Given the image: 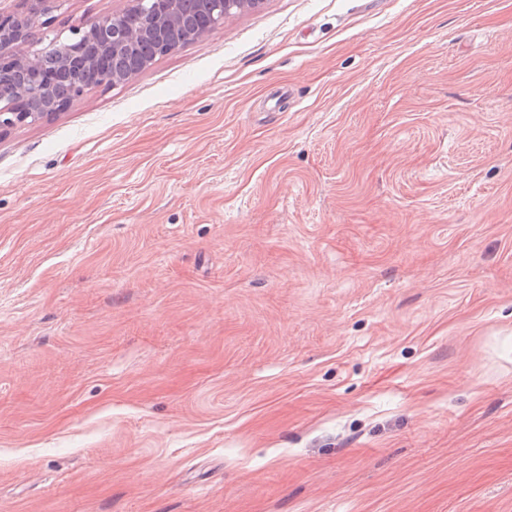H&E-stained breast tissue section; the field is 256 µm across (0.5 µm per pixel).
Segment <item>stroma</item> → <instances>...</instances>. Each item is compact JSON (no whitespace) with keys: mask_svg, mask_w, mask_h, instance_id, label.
Listing matches in <instances>:
<instances>
[{"mask_svg":"<svg viewBox=\"0 0 512 512\" xmlns=\"http://www.w3.org/2000/svg\"><path fill=\"white\" fill-rule=\"evenodd\" d=\"M0 512H512V0H265L1 136Z\"/></svg>","mask_w":512,"mask_h":512,"instance_id":"35a3bbf8","label":"stroma"}]
</instances>
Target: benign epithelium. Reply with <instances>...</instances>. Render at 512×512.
<instances>
[{"instance_id": "1", "label": "benign epithelium", "mask_w": 512, "mask_h": 512, "mask_svg": "<svg viewBox=\"0 0 512 512\" xmlns=\"http://www.w3.org/2000/svg\"><path fill=\"white\" fill-rule=\"evenodd\" d=\"M0 7V70L21 71L25 77L11 88L13 103L0 106V133L29 126L61 113L89 90L123 83L146 69L152 60L129 61L131 52L150 43L162 56L174 52L187 34L181 0H126L120 12L71 30L65 39L36 37L37 25H48L65 0H15ZM266 0H201L213 25L197 30L201 37L216 23L245 11L259 9ZM78 66L84 76L69 81L68 97L54 99L51 87L59 76Z\"/></svg>"}]
</instances>
